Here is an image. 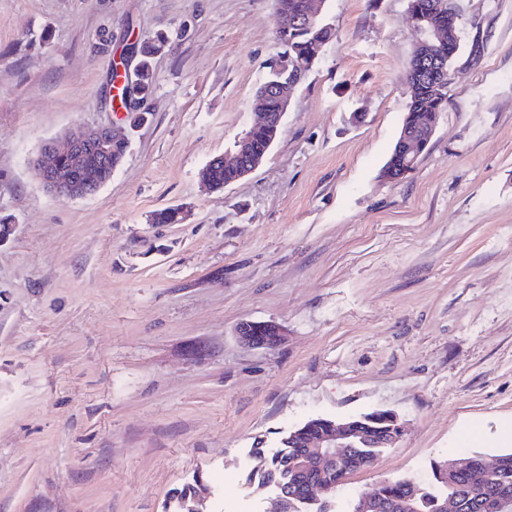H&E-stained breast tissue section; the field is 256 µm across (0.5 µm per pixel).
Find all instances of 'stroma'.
Listing matches in <instances>:
<instances>
[{
  "label": "stroma",
  "mask_w": 512,
  "mask_h": 512,
  "mask_svg": "<svg viewBox=\"0 0 512 512\" xmlns=\"http://www.w3.org/2000/svg\"><path fill=\"white\" fill-rule=\"evenodd\" d=\"M448 103L416 169L380 170L409 100L407 0H325L336 30L264 162L199 173L250 125L275 0H0V512H277L246 481L308 419L392 409L405 432L336 512L464 452L512 450V0H461ZM165 31L146 121L111 71ZM112 123L130 145L61 201L40 145ZM179 207L177 224L153 214ZM272 321L274 349L237 326ZM236 332L240 342L251 348H275L285 339L284 330L272 322H242Z\"/></svg>",
  "instance_id": "35a3bbf8"
}]
</instances>
